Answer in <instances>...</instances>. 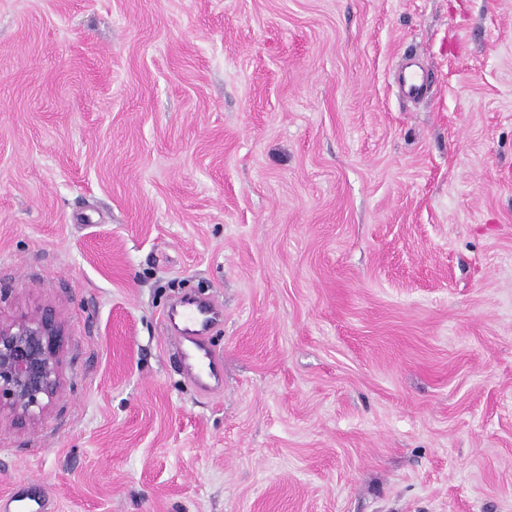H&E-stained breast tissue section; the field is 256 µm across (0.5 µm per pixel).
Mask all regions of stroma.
<instances>
[{"label": "stroma", "mask_w": 512, "mask_h": 512, "mask_svg": "<svg viewBox=\"0 0 512 512\" xmlns=\"http://www.w3.org/2000/svg\"><path fill=\"white\" fill-rule=\"evenodd\" d=\"M45 309L0 495L512 512V0H0V321ZM185 309L189 310L173 316V318L178 316V324L173 325L172 319H169L174 335L171 338L175 353L180 357L181 363L184 362L185 366L199 377L204 370L208 369L210 375L216 378L219 357L207 349L205 338L210 327L221 316V310L210 303H196ZM189 347H194L200 353L197 355L199 358L197 363L190 361L191 353L187 350Z\"/></svg>", "instance_id": "1"}]
</instances>
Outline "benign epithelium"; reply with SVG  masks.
I'll return each instance as SVG.
<instances>
[{
    "instance_id": "7a95c632",
    "label": "benign epithelium",
    "mask_w": 512,
    "mask_h": 512,
    "mask_svg": "<svg viewBox=\"0 0 512 512\" xmlns=\"http://www.w3.org/2000/svg\"><path fill=\"white\" fill-rule=\"evenodd\" d=\"M59 336L47 313L0 322V412L31 419L44 411L59 384Z\"/></svg>"
}]
</instances>
